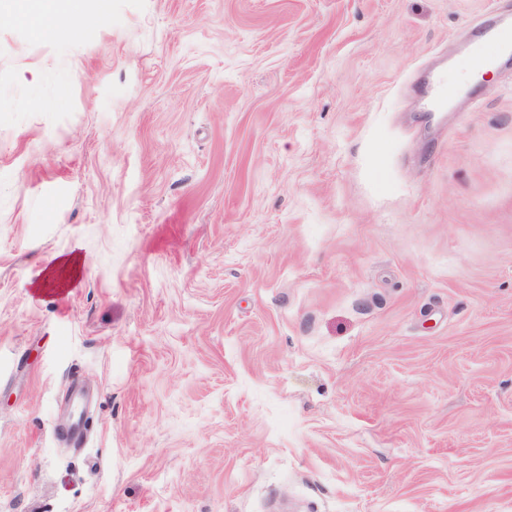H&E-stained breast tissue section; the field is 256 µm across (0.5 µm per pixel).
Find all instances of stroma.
<instances>
[{
    "mask_svg": "<svg viewBox=\"0 0 512 512\" xmlns=\"http://www.w3.org/2000/svg\"><path fill=\"white\" fill-rule=\"evenodd\" d=\"M108 2L0 17V512H512V0ZM85 0H1L0 17H21L40 38L63 39L76 33L78 19L89 11L105 17L103 2ZM512 51V20L497 26L486 28L484 35L470 48V60L473 65H483L495 61L497 57ZM80 274L78 257L73 254L56 259L43 272L42 279L34 288H71Z\"/></svg>",
    "mask_w": 512,
    "mask_h": 512,
    "instance_id": "35a3bbf8",
    "label": "stroma"
}]
</instances>
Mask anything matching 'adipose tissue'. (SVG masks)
Here are the masks:
<instances>
[{"label":"adipose tissue","mask_w":512,"mask_h":512,"mask_svg":"<svg viewBox=\"0 0 512 512\" xmlns=\"http://www.w3.org/2000/svg\"><path fill=\"white\" fill-rule=\"evenodd\" d=\"M104 17L101 0H0V17L22 18L44 39H62L76 33L79 18L87 12Z\"/></svg>","instance_id":"1"}]
</instances>
